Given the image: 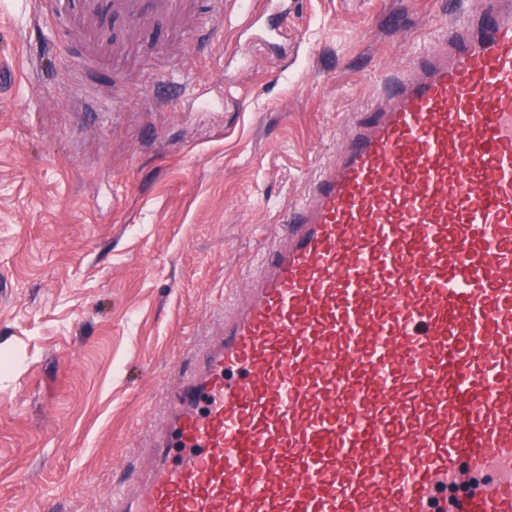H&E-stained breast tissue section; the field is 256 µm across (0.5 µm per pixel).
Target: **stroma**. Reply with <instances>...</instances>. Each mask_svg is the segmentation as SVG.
Masks as SVG:
<instances>
[{
	"instance_id": "1",
	"label": "stroma",
	"mask_w": 512,
	"mask_h": 512,
	"mask_svg": "<svg viewBox=\"0 0 512 512\" xmlns=\"http://www.w3.org/2000/svg\"><path fill=\"white\" fill-rule=\"evenodd\" d=\"M477 7L291 0L270 44L198 0L195 57L162 28L94 65L71 0H0V512H109L353 116Z\"/></svg>"
}]
</instances>
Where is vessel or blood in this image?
<instances>
[{"instance_id": "b4317fda", "label": "vessel or blood", "mask_w": 512, "mask_h": 512, "mask_svg": "<svg viewBox=\"0 0 512 512\" xmlns=\"http://www.w3.org/2000/svg\"><path fill=\"white\" fill-rule=\"evenodd\" d=\"M195 0H81L93 59L214 40ZM359 113L111 512H512V0Z\"/></svg>"}]
</instances>
